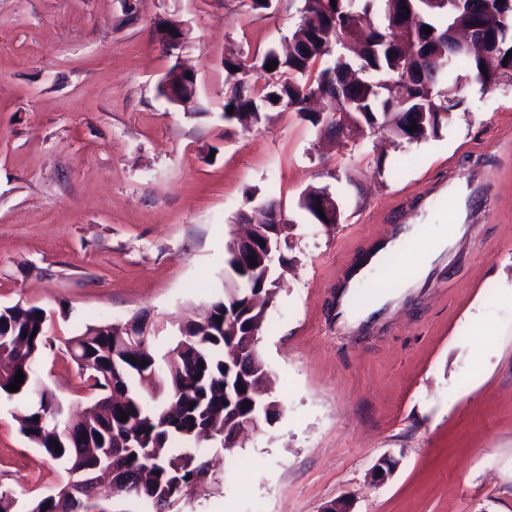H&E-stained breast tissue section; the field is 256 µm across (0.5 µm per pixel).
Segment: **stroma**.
I'll use <instances>...</instances> for the list:
<instances>
[{
	"mask_svg": "<svg viewBox=\"0 0 512 512\" xmlns=\"http://www.w3.org/2000/svg\"><path fill=\"white\" fill-rule=\"evenodd\" d=\"M299 0H0V307L53 318L40 374L64 407L92 399L62 341L87 324L148 311L172 325L223 294L240 212L272 197L287 261L260 352L280 413L249 431L179 512H512V80L466 82L438 136L413 143L333 129L274 110L244 129L224 119L229 53L284 44ZM191 31L176 55L161 21ZM197 73L195 112L159 85L174 60ZM385 172L377 174L376 161ZM454 175L463 239L421 288L403 265L369 335L336 330L346 261L394 225L428 242L448 213L419 204ZM341 203L337 224L298 206L309 186ZM0 392V483L51 493L64 472L22 435ZM391 455L383 484L369 472Z\"/></svg>",
	"mask_w": 512,
	"mask_h": 512,
	"instance_id": "stroma-1",
	"label": "stroma"
}]
</instances>
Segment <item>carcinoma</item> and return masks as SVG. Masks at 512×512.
Wrapping results in <instances>:
<instances>
[{
  "mask_svg": "<svg viewBox=\"0 0 512 512\" xmlns=\"http://www.w3.org/2000/svg\"><path fill=\"white\" fill-rule=\"evenodd\" d=\"M405 6L420 13L421 26L413 41L417 56L404 57L387 36ZM299 21L291 51L280 56L268 49L246 64L240 57L224 58L229 88L224 120L245 128L256 126L270 109L288 108L317 126L323 114L308 109L319 91L336 89V102L323 101L326 113L339 111L335 126L357 142L378 132L408 143L437 136L445 114L461 103L459 77L466 70L484 87L512 79V34L496 36L502 21L512 23V0H479L458 8L454 0H300ZM430 27L432 33L424 32ZM470 29L482 35L483 51L462 46L456 31ZM275 62L274 70L266 65ZM235 70H230V67ZM257 74L255 81L249 75ZM278 101H272V98ZM418 126L410 132L406 127ZM276 287L261 270H243L224 295L202 311L182 319L189 336H175L165 346L158 337L147 341L131 363L112 353V330L123 324H87L63 341L76 364L93 403L63 421L71 432L65 438L51 433L63 406L44 386L38 363L55 345L44 310L19 303L0 308V391L18 401L14 416L20 432L65 473L92 466L119 471L126 480L143 483L135 502L143 512H175L190 497L186 488L211 460L199 451L192 433L206 424L217 431L213 440H231L225 425L254 415L261 405L255 394L266 376L259 346L250 336L254 321L265 322ZM229 313L239 321L236 336L224 334L218 318ZM23 371L16 392L8 385ZM155 373L156 389L143 395L144 372ZM126 398L123 410L113 404L114 392ZM128 415L120 420V413ZM61 452H56V447ZM84 512L80 497L62 489L21 504L17 493L0 485V512Z\"/></svg>",
  "mask_w": 512,
  "mask_h": 512,
  "instance_id": "carcinoma-1",
  "label": "carcinoma"
}]
</instances>
